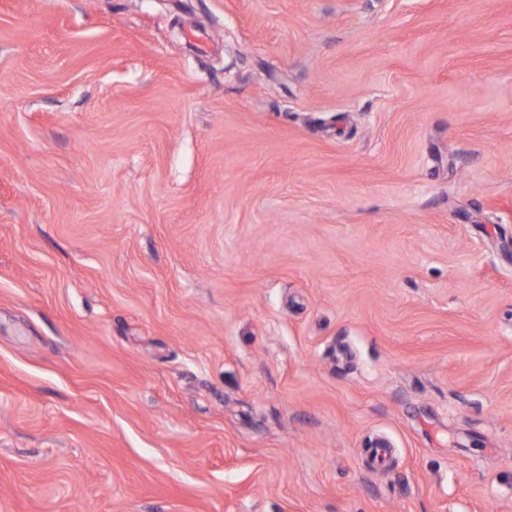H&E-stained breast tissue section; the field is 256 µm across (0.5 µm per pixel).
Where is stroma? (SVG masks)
Masks as SVG:
<instances>
[{"instance_id":"stroma-1","label":"stroma","mask_w":512,"mask_h":512,"mask_svg":"<svg viewBox=\"0 0 512 512\" xmlns=\"http://www.w3.org/2000/svg\"><path fill=\"white\" fill-rule=\"evenodd\" d=\"M0 512H512V0H0Z\"/></svg>"}]
</instances>
